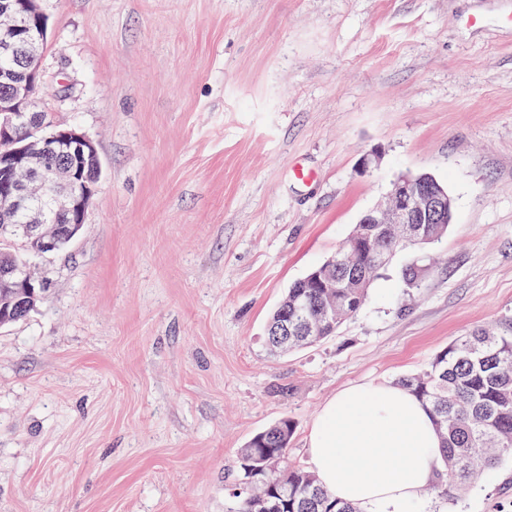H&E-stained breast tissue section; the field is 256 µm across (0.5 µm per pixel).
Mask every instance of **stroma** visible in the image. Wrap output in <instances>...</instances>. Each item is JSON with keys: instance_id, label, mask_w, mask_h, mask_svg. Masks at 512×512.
Returning <instances> with one entry per match:
<instances>
[{"instance_id": "obj_1", "label": "stroma", "mask_w": 512, "mask_h": 512, "mask_svg": "<svg viewBox=\"0 0 512 512\" xmlns=\"http://www.w3.org/2000/svg\"><path fill=\"white\" fill-rule=\"evenodd\" d=\"M40 7V105L94 142L101 176L80 234L30 260L49 292L0 328V512H224L270 424L293 420L306 464L335 393L512 329V0ZM419 173L453 201L443 238L394 254L335 336L271 353L290 284ZM416 508L512 512V459Z\"/></svg>"}]
</instances>
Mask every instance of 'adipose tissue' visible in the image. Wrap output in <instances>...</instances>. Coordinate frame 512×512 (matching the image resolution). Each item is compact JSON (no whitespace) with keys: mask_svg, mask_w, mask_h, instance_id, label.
I'll return each instance as SVG.
<instances>
[{"mask_svg":"<svg viewBox=\"0 0 512 512\" xmlns=\"http://www.w3.org/2000/svg\"><path fill=\"white\" fill-rule=\"evenodd\" d=\"M308 464L336 497L368 512H411L443 466L434 422L391 383L344 388L325 402L309 435Z\"/></svg>","mask_w":512,"mask_h":512,"instance_id":"ef3b65f1","label":"adipose tissue"}]
</instances>
